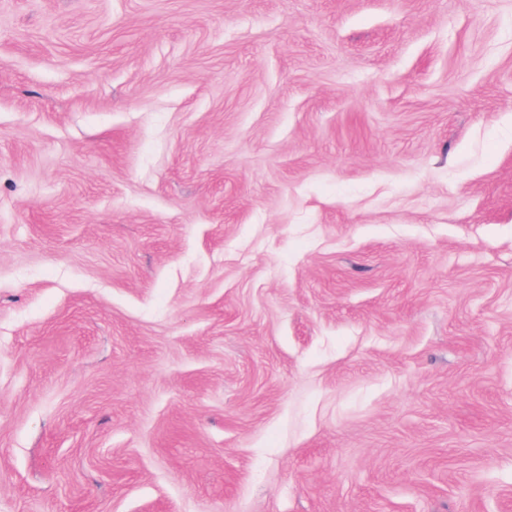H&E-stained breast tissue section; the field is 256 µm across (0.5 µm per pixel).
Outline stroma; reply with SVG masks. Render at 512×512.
<instances>
[{"label": "stroma", "instance_id": "1", "mask_svg": "<svg viewBox=\"0 0 512 512\" xmlns=\"http://www.w3.org/2000/svg\"><path fill=\"white\" fill-rule=\"evenodd\" d=\"M0 512H512V0H0Z\"/></svg>", "mask_w": 512, "mask_h": 512}]
</instances>
